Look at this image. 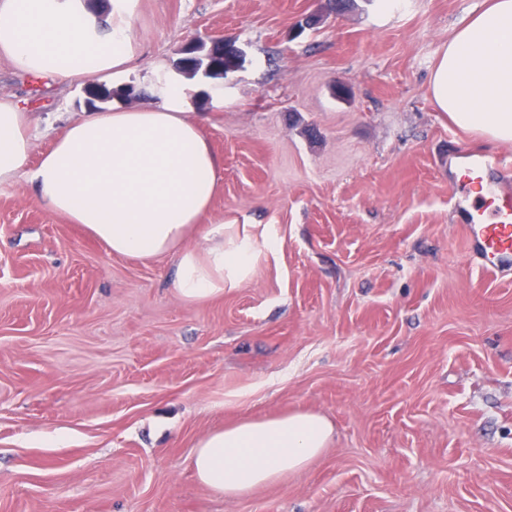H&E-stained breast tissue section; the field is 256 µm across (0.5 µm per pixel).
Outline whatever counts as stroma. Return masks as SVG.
Returning <instances> with one entry per match:
<instances>
[{"instance_id": "1", "label": "stroma", "mask_w": 512, "mask_h": 512, "mask_svg": "<svg viewBox=\"0 0 512 512\" xmlns=\"http://www.w3.org/2000/svg\"><path fill=\"white\" fill-rule=\"evenodd\" d=\"M476 0H129L133 60L55 86L0 57L32 161L67 120L172 83L223 160L207 220L249 224L242 286L204 302L175 261L117 256L0 186V512H512V274L466 261L448 156L512 143L438 108L432 72ZM313 412L303 470L229 498L211 431Z\"/></svg>"}]
</instances>
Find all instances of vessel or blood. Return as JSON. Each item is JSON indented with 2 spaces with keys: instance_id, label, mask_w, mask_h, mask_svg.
I'll return each instance as SVG.
<instances>
[{
  "instance_id": "obj_1",
  "label": "vessel or blood",
  "mask_w": 512,
  "mask_h": 512,
  "mask_svg": "<svg viewBox=\"0 0 512 512\" xmlns=\"http://www.w3.org/2000/svg\"><path fill=\"white\" fill-rule=\"evenodd\" d=\"M511 171L501 156L481 150L462 153L455 171L452 212L462 220L467 255L495 277L512 269V195L498 193L493 176Z\"/></svg>"
}]
</instances>
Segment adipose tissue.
<instances>
[{"label":"adipose tissue","instance_id":"adipose-tissue-1","mask_svg":"<svg viewBox=\"0 0 512 512\" xmlns=\"http://www.w3.org/2000/svg\"><path fill=\"white\" fill-rule=\"evenodd\" d=\"M0 55L60 85L108 80L132 58L130 28L119 15L100 37L63 0H0ZM432 90L460 128L512 142V0H479L442 49ZM185 95L173 84L158 105L83 113L34 166L27 114L0 99V185L26 178L41 205L82 225L112 254L174 256V288L197 302L245 283L258 249L249 225L206 221L223 162L199 119L183 112ZM191 235L198 247H184ZM332 433L311 412L247 420L204 436L194 472L218 494L241 496L304 469Z\"/></svg>","mask_w":512,"mask_h":512}]
</instances>
